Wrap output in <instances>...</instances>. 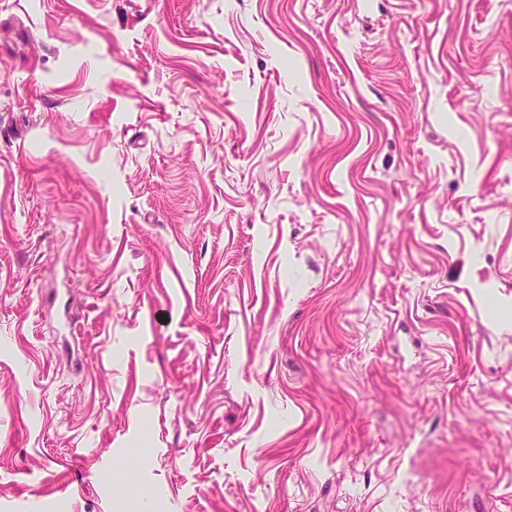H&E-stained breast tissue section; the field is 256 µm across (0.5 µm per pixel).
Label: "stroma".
<instances>
[{"label": "stroma", "mask_w": 512, "mask_h": 512, "mask_svg": "<svg viewBox=\"0 0 512 512\" xmlns=\"http://www.w3.org/2000/svg\"><path fill=\"white\" fill-rule=\"evenodd\" d=\"M0 512H512V0H0Z\"/></svg>", "instance_id": "stroma-1"}]
</instances>
